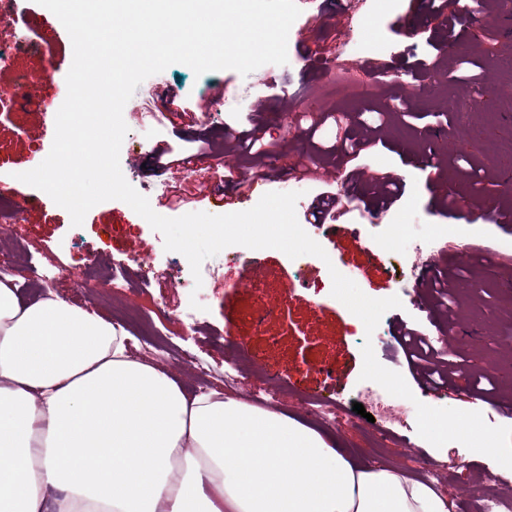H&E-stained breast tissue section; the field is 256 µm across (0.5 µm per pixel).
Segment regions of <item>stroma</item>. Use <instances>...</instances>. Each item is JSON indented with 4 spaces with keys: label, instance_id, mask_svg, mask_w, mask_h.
Listing matches in <instances>:
<instances>
[{
    "label": "stroma",
    "instance_id": "1",
    "mask_svg": "<svg viewBox=\"0 0 512 512\" xmlns=\"http://www.w3.org/2000/svg\"><path fill=\"white\" fill-rule=\"evenodd\" d=\"M491 7L492 34L484 38L481 53L469 58L464 54L473 30L468 17L455 21L458 49L451 53L444 49L450 29L442 20L416 13L409 0H398L395 9L383 14L365 5L363 11L370 19L344 40L342 53L360 61L391 57L396 70L384 80L364 78L350 97L330 89L328 69L319 55L336 40L326 19L314 23L307 45L289 44L287 64H266L245 77L229 69L197 76L186 65H171L146 78L128 108L145 101L162 107L172 98L190 107L218 89L223 92L222 102L197 124L130 125L120 149L124 177L145 195L172 177L150 162L151 148L172 143L191 151L207 143L197 173L205 193L219 182L216 166L224 156L227 127L244 130L259 123L265 141L283 161L265 191H287L290 165L312 156H321L323 165L332 170L327 178L298 183L300 213L316 196L337 193L344 185L361 210H372L373 187L348 181L347 173L355 167L388 171L401 184L403 195L382 213L383 223L407 225L417 238L444 224L453 246L473 249L464 265H454L444 255L435 262V271L454 268L459 274L448 305L437 304L430 289L415 287L404 249L386 250L376 268H363L360 248L371 243L373 233L365 224L347 225L340 240L320 238L327 260L310 259L303 269L279 250L248 249L234 260L221 253L206 259L197 278L187 259L165 251L162 234L123 201L99 203L81 226H72L65 209L16 178L17 173L37 167L51 150L73 58L66 29L37 0H14L0 20V45H25L10 65L0 67V201L9 205L28 197L40 201L24 223H8L0 229V268L16 277L26 300L53 292L111 322L124 323L135 338V357L154 363L158 352L169 353L168 371L187 393L215 388L251 403L256 393L284 385L287 393L277 412L326 434L335 447L371 464H390L415 478L434 476L452 502V512H482L490 495L511 497L512 487L501 488L499 482L512 479V469L457 442L434 448L418 435L415 417H408L403 425L368 422L375 407L364 403L367 384L359 379L367 341L383 366L408 374L396 335L404 323L421 336L442 340L448 360L461 364L458 379L449 380L443 390L411 382L421 402L478 411L489 425L512 426V416L470 400L463 390L464 384L490 376L493 398L512 400V233L481 217L491 206L512 209V97L501 94L503 85H512V69L504 65L512 60V21L501 16V0H491ZM425 29L431 30L432 40L422 37ZM431 56L440 59L439 68L424 89L407 95L405 89L413 80L410 65ZM32 74L41 78L38 107L14 96L19 79ZM449 97L465 103V110L441 115L440 104ZM336 113L346 114L347 129L355 138L384 124L383 145L351 163L339 154H328L336 139L332 120ZM305 115L320 117L316 133L301 125ZM450 125L460 132L441 140L437 152L449 158L442 170L444 184L471 185L467 222L445 212L429 168L419 161L429 151L426 134ZM135 241L148 245V258L131 253ZM144 260L156 272L147 283L136 279ZM117 263L124 264L137 294L134 321L125 318L123 291L112 286V267ZM247 265L256 268L257 276L238 285ZM334 269L349 274L370 297L398 296L401 308L387 311L373 335H365L355 326L353 314L331 294ZM194 300L199 303L195 309L190 306ZM162 306L170 310V317H158ZM254 356L266 365L263 378L251 375ZM324 390L342 406L341 419L328 422L310 412L308 399ZM356 402L364 403L365 415L353 412Z\"/></svg>",
    "mask_w": 512,
    "mask_h": 512
}]
</instances>
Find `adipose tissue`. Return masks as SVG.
I'll return each mask as SVG.
<instances>
[{
	"mask_svg": "<svg viewBox=\"0 0 512 512\" xmlns=\"http://www.w3.org/2000/svg\"><path fill=\"white\" fill-rule=\"evenodd\" d=\"M123 327L0 278V512H449L288 415L187 396Z\"/></svg>",
	"mask_w": 512,
	"mask_h": 512,
	"instance_id": "obj_1",
	"label": "adipose tissue"
}]
</instances>
